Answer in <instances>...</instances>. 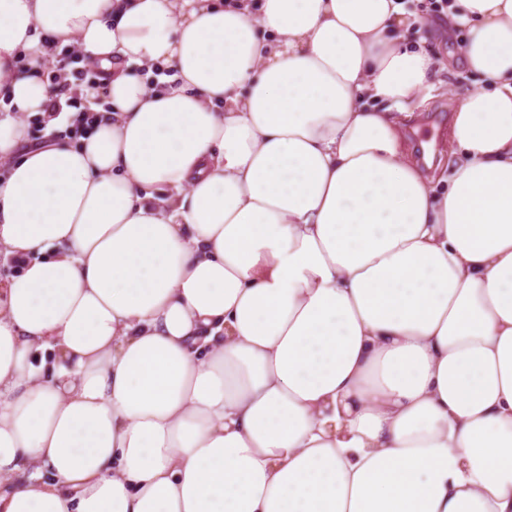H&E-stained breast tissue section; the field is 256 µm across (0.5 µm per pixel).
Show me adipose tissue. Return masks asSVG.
<instances>
[{
	"label": "adipose tissue",
	"mask_w": 512,
	"mask_h": 512,
	"mask_svg": "<svg viewBox=\"0 0 512 512\" xmlns=\"http://www.w3.org/2000/svg\"><path fill=\"white\" fill-rule=\"evenodd\" d=\"M447 21L439 194L403 0H0V512H512V0ZM420 0L408 1L414 9L417 24L414 25V42L423 47L427 52L439 55L441 58L451 61L448 70H442L434 78V88L431 91H424L419 96H428L426 105L417 109L415 118L407 121L405 126L410 129L405 132L408 151L416 160L426 177L433 179L439 175L440 170L448 160V127L453 108L460 97L467 91L474 88L473 82L468 79L461 66L458 55V38L462 34L459 29H454L448 34L447 20L444 22L432 20L425 10L429 1V12L444 13V7L448 8V0H428L421 5ZM422 12V13H421ZM421 38L424 39L420 42ZM418 133L428 140L424 147L428 158L422 160L420 153ZM75 63V60L70 62H65L64 58L54 59L52 62V69L54 72H57L55 76V99H50V104L48 105L49 112H53L51 114L56 115L59 112V106L57 105L56 99L65 95V93H71L72 90H78L82 85L89 87L92 84V88L96 86L101 87V80L105 79L101 76L100 73H91L90 70L84 69H76L70 68V66Z\"/></svg>",
	"instance_id": "adipose-tissue-1"
}]
</instances>
